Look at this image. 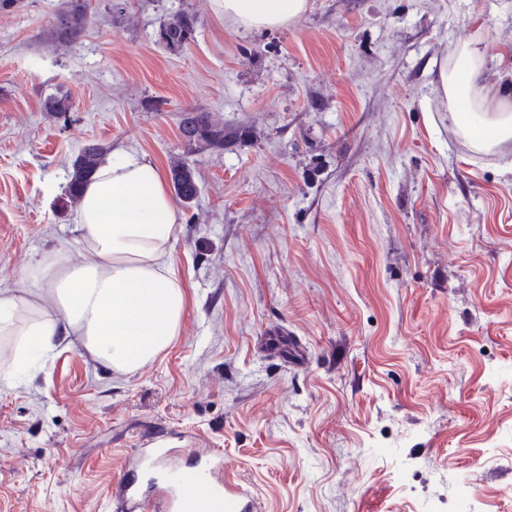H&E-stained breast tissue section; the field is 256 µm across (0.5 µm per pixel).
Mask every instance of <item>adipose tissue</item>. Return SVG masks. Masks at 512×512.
Masks as SVG:
<instances>
[{"instance_id":"1","label":"adipose tissue","mask_w":512,"mask_h":512,"mask_svg":"<svg viewBox=\"0 0 512 512\" xmlns=\"http://www.w3.org/2000/svg\"><path fill=\"white\" fill-rule=\"evenodd\" d=\"M216 13L247 30L288 25L308 9L309 0H212ZM466 75L440 74L449 104L459 98L482 102L476 83L485 58L478 43L461 48ZM463 135L482 127L475 145L489 150L512 139V109L457 113ZM179 222L173 195L161 169L137 154L116 149L85 185L70 232L81 253L43 254L31 267L32 285L59 306L57 319H43L17 348L16 369H26L31 349L51 352L56 342L77 337L99 363L129 373L151 362L176 336L184 313L182 284L170 262Z\"/></svg>"}]
</instances>
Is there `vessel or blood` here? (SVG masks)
<instances>
[{
    "instance_id": "1",
    "label": "vessel or blood",
    "mask_w": 512,
    "mask_h": 512,
    "mask_svg": "<svg viewBox=\"0 0 512 512\" xmlns=\"http://www.w3.org/2000/svg\"><path fill=\"white\" fill-rule=\"evenodd\" d=\"M167 454L162 435L149 433L140 438L138 448L125 464L149 467ZM226 469L227 464L221 459L195 471L171 469L162 495L166 512H252L254 504L247 490L231 488L220 479V472ZM112 501L115 512H149L151 508L150 502L123 475L112 485Z\"/></svg>"
}]
</instances>
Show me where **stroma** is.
Listing matches in <instances>:
<instances>
[{"label":"stroma","mask_w":512,"mask_h":512,"mask_svg":"<svg viewBox=\"0 0 512 512\" xmlns=\"http://www.w3.org/2000/svg\"><path fill=\"white\" fill-rule=\"evenodd\" d=\"M91 22L51 34L62 5ZM198 18L172 52L161 19ZM486 48L512 83V0H309L245 30L211 0H0V286L19 327L60 314L30 266L70 249L90 144L181 161L177 335L132 373L61 343L16 371L0 341V512H113L162 432L182 468L231 461L263 512H512V141L477 151L439 72ZM70 96L74 109L45 111ZM196 108L246 137L191 147ZM170 177L176 197L183 203L193 201L199 193L192 170L183 162H173Z\"/></svg>","instance_id":"1"}]
</instances>
